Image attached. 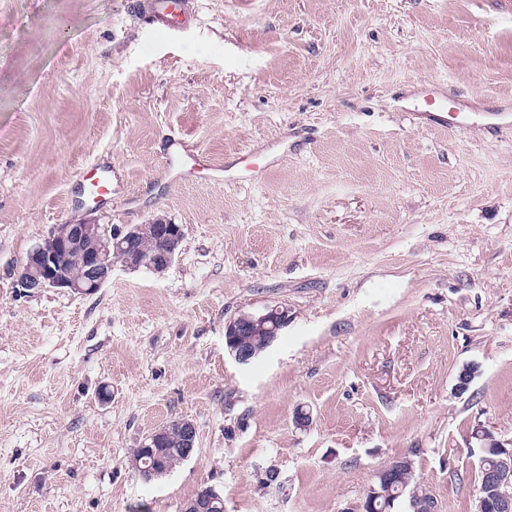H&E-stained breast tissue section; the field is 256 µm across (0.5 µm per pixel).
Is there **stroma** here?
<instances>
[{
    "label": "stroma",
    "mask_w": 512,
    "mask_h": 512,
    "mask_svg": "<svg viewBox=\"0 0 512 512\" xmlns=\"http://www.w3.org/2000/svg\"><path fill=\"white\" fill-rule=\"evenodd\" d=\"M196 2L168 37L131 0H0V512H180L205 487L224 512H362L401 456L439 512H474L476 431L512 448V130L412 109L435 85L512 113V0ZM172 137L278 160L165 186ZM88 218L184 238L164 274L21 293L29 252ZM274 305L287 327L237 363L227 321ZM176 419L193 456L145 480L135 448ZM84 190L98 204L112 197V168L92 164L80 174Z\"/></svg>",
    "instance_id": "1"
}]
</instances>
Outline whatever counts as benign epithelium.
Wrapping results in <instances>:
<instances>
[{
    "mask_svg": "<svg viewBox=\"0 0 512 512\" xmlns=\"http://www.w3.org/2000/svg\"><path fill=\"white\" fill-rule=\"evenodd\" d=\"M153 230L154 234L163 242L165 247L147 261L134 259L125 264V268L131 270H146L155 272L159 269H168L177 253L183 238L182 228L177 224H138L129 227H117L112 224H95L92 222H77L62 224L55 228L51 235L43 243L36 246L28 254L24 269L20 272L17 284L28 293H37L50 288H67L80 294H91L103 286L112 275V248L130 242L143 231ZM76 251L83 256L81 271L73 274L67 271L65 260L68 254ZM265 319V315L244 314L230 319L225 325L226 346L240 364H248L256 355V351L246 346L244 339L245 330L254 322V318ZM185 448L183 459H189L195 452L196 428L189 420H177ZM170 430V424L166 423L150 432L143 441L141 447L145 448V454L151 457L156 464L153 473L158 474L163 467L161 465L163 454L158 449V444ZM505 459L490 475V483L495 488H512V448H501ZM223 502V498L216 490H211L208 503L200 500H188L184 502L181 512H204L207 506ZM493 507L497 512H512V494L498 493L494 500L485 496H477L475 512H485L488 507Z\"/></svg>",
    "mask_w": 512,
    "mask_h": 512,
    "instance_id": "obj_1",
    "label": "benign epithelium"
}]
</instances>
